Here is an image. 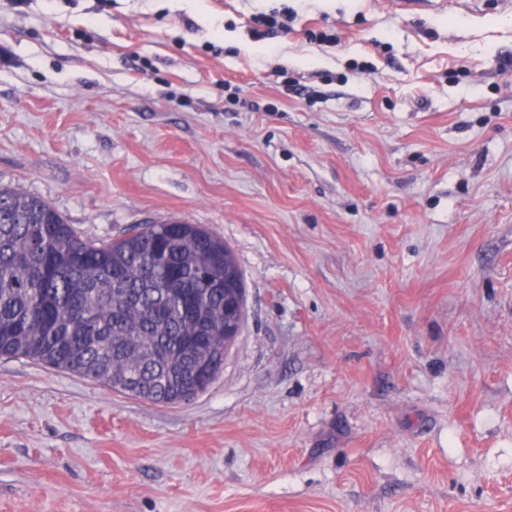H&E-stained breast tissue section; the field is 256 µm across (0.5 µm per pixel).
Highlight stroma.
Here are the masks:
<instances>
[{"label":"stroma","instance_id":"obj_1","mask_svg":"<svg viewBox=\"0 0 512 512\" xmlns=\"http://www.w3.org/2000/svg\"><path fill=\"white\" fill-rule=\"evenodd\" d=\"M1 185L205 225L246 315L179 405L0 356V512H512L497 0H0ZM386 6L397 12H412L416 9L439 10L447 7L443 0H388Z\"/></svg>","mask_w":512,"mask_h":512}]
</instances>
